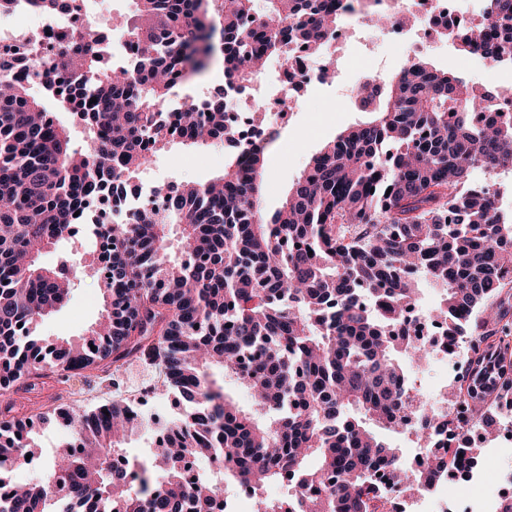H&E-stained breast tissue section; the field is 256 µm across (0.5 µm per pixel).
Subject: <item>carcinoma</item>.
Here are the masks:
<instances>
[{
	"mask_svg": "<svg viewBox=\"0 0 512 512\" xmlns=\"http://www.w3.org/2000/svg\"><path fill=\"white\" fill-rule=\"evenodd\" d=\"M482 22L438 30L463 54L494 66L512 58V0H492ZM345 16L339 0H137L124 34L136 68H107L83 36L28 74L0 64V395L77 364L106 376L133 361L155 367L156 391L178 390L194 404L150 473L126 481L134 402L117 396L91 410L72 400L52 411L83 448L62 451L45 476L21 485L0 471V512H208L215 494L239 481L256 486L253 512H292L290 496L263 487L302 476L304 512H370V474L382 466L409 478L403 381L407 361L429 344L400 343L392 328L418 299V281L436 289L433 318L446 336H478L484 356L458 397L463 411L495 431L486 398L512 381V221L479 172L512 171V121L477 120L490 110L483 88L421 58L399 73L368 79L358 108L373 115L327 142L281 207L264 214V149L246 147L205 182L156 187L164 211L109 224L112 247L56 267L38 256L73 235L75 210L113 196L150 156L176 141L224 140V97L205 115L193 103L171 137L156 106L175 86L224 61V83L253 85L264 62L288 46L316 56ZM83 75L86 90L58 91L50 75ZM96 102L85 105V99ZM52 102L90 134L74 147ZM88 266L103 295L100 321L73 339H35L33 329L69 299L71 272ZM220 369L253 398L244 410L224 393ZM0 408V456L34 444L31 420ZM211 467L182 482L190 457ZM313 468L306 466L310 458ZM455 454L415 479L428 486Z\"/></svg>",
	"mask_w": 512,
	"mask_h": 512,
	"instance_id": "obj_1",
	"label": "carcinoma"
}]
</instances>
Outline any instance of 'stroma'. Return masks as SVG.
Here are the masks:
<instances>
[{
  "label": "stroma",
  "mask_w": 512,
  "mask_h": 512,
  "mask_svg": "<svg viewBox=\"0 0 512 512\" xmlns=\"http://www.w3.org/2000/svg\"><path fill=\"white\" fill-rule=\"evenodd\" d=\"M349 34L336 49V79L310 85L304 104L295 108L289 121L270 141L264 155L263 209L279 208L289 189L307 167L311 157L341 131L364 120L353 98V91L364 78L398 73L405 63L402 54L390 44L376 41L377 29L359 20H348ZM434 67L463 75L482 85L506 79V72L466 61L451 42L439 39L423 53ZM229 150L223 142L187 147L168 144L152 156L138 174V182L163 183L193 180L205 182L222 173ZM73 287L65 307L46 317L36 332L46 338H75L95 325L102 310V291L93 276L74 270Z\"/></svg>",
  "instance_id": "obj_1"
}]
</instances>
